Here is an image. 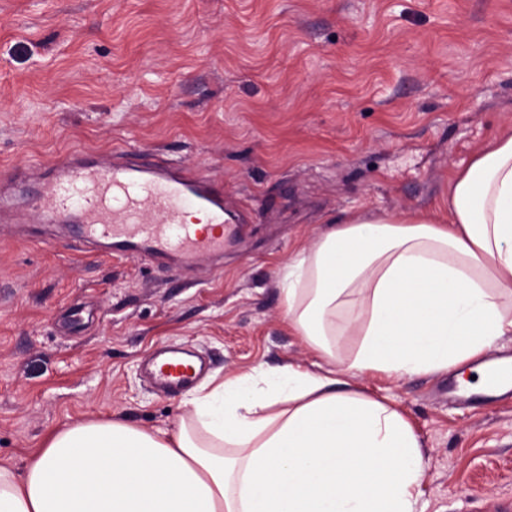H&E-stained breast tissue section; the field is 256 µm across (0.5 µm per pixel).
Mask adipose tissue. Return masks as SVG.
Masks as SVG:
<instances>
[{"label":"adipose tissue","instance_id":"obj_1","mask_svg":"<svg viewBox=\"0 0 512 512\" xmlns=\"http://www.w3.org/2000/svg\"><path fill=\"white\" fill-rule=\"evenodd\" d=\"M284 322L317 370L255 367L183 401L52 432L0 512H416L421 440L352 384L464 366L512 335V127L455 170L448 217L344 212L279 269Z\"/></svg>","mask_w":512,"mask_h":512}]
</instances>
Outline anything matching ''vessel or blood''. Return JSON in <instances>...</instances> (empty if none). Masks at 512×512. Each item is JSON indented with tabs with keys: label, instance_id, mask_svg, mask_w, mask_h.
Listing matches in <instances>:
<instances>
[{
	"label": "vessel or blood",
	"instance_id": "vessel-or-blood-1",
	"mask_svg": "<svg viewBox=\"0 0 512 512\" xmlns=\"http://www.w3.org/2000/svg\"><path fill=\"white\" fill-rule=\"evenodd\" d=\"M29 176L26 170L11 173L7 189L0 190V213L24 205L47 223L76 226L82 240L101 245L109 257L136 253L190 265L223 256L225 246L244 238L250 222L246 208L227 201L221 179L124 151L108 158L75 154L53 166L35 194L17 201L14 189ZM191 209L207 215L206 227L186 222ZM200 372L170 344L157 347L148 364L156 389L168 396L193 388Z\"/></svg>",
	"mask_w": 512,
	"mask_h": 512
}]
</instances>
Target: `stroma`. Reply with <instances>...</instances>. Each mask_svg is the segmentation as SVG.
<instances>
[{
    "label": "stroma",
    "instance_id": "35a3bbf8",
    "mask_svg": "<svg viewBox=\"0 0 512 512\" xmlns=\"http://www.w3.org/2000/svg\"><path fill=\"white\" fill-rule=\"evenodd\" d=\"M512 125V0H0V177L122 148L199 167L252 234L188 268L70 248L65 225L0 226V466L49 431L119 413L176 423L143 363L208 376L311 366L279 267L351 208L444 213L455 169ZM357 385L423 443L417 512L512 499V405L462 406L448 377Z\"/></svg>",
    "mask_w": 512,
    "mask_h": 512
}]
</instances>
